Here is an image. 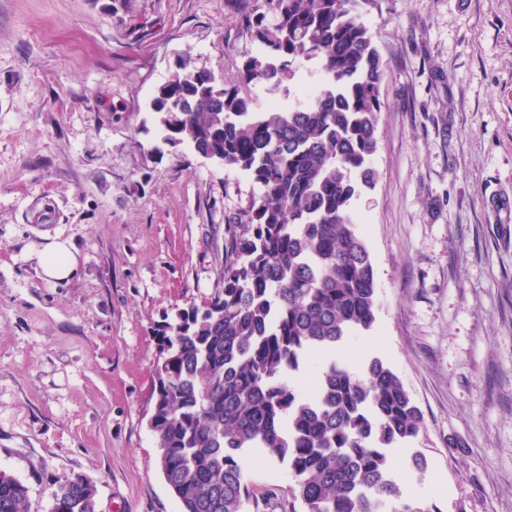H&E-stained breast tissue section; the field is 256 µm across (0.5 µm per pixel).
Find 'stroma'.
<instances>
[{
    "instance_id": "1",
    "label": "stroma",
    "mask_w": 512,
    "mask_h": 512,
    "mask_svg": "<svg viewBox=\"0 0 512 512\" xmlns=\"http://www.w3.org/2000/svg\"><path fill=\"white\" fill-rule=\"evenodd\" d=\"M386 68L374 188L352 202L377 357L424 415L393 477L440 512H512V0H375ZM235 0H0V470L49 512L80 476L98 512H179L149 419L156 331L223 285L224 237L260 190L161 144L150 102L177 63L234 84L255 47ZM77 258L63 281L36 253ZM427 458L426 472L411 463ZM247 512H289L294 479L241 453ZM38 262L43 276L49 280L62 281L75 271L77 260L63 243L47 244L38 254Z\"/></svg>"
}]
</instances>
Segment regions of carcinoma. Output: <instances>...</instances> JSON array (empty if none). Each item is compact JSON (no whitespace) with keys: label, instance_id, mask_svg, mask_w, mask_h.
<instances>
[{"label":"carcinoma","instance_id":"carcinoma-1","mask_svg":"<svg viewBox=\"0 0 512 512\" xmlns=\"http://www.w3.org/2000/svg\"><path fill=\"white\" fill-rule=\"evenodd\" d=\"M375 0H237L256 45L234 86L184 59L151 110L170 145L246 173L259 187L225 231L224 287L177 314L159 336L149 426L181 512H244L251 490L237 454L288 461L291 512H438L392 476L390 450L414 442L424 416L401 379L373 358L356 376L336 350L376 322L377 289L352 201L372 187L386 72L363 10ZM323 72L309 103L255 107L253 85L280 86L294 64ZM323 364L300 392L289 374ZM51 512H96L76 476ZM0 512H29L28 488L0 471Z\"/></svg>","mask_w":512,"mask_h":512}]
</instances>
